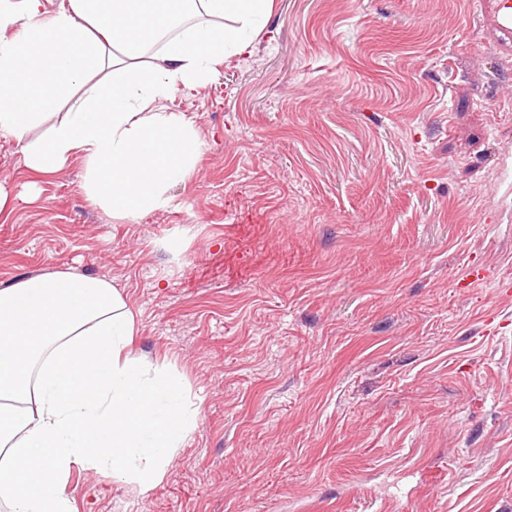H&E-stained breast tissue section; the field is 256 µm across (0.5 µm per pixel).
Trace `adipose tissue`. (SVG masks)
I'll return each instance as SVG.
<instances>
[{"label":"adipose tissue","mask_w":512,"mask_h":512,"mask_svg":"<svg viewBox=\"0 0 512 512\" xmlns=\"http://www.w3.org/2000/svg\"><path fill=\"white\" fill-rule=\"evenodd\" d=\"M273 0H0V138L52 175L73 158L90 201L134 220L163 209L202 141L165 103L250 52ZM68 112L58 113L60 102ZM111 279L65 270L0 289V500L76 512L74 466L147 491L197 426L181 378L136 355Z\"/></svg>","instance_id":"ef3b65f1"}]
</instances>
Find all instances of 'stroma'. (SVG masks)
Listing matches in <instances>:
<instances>
[{
    "label": "stroma",
    "instance_id": "1",
    "mask_svg": "<svg viewBox=\"0 0 512 512\" xmlns=\"http://www.w3.org/2000/svg\"><path fill=\"white\" fill-rule=\"evenodd\" d=\"M474 0H274L180 89L203 142L113 219L0 140V288L120 286L197 428L147 492L74 467L77 512H512V57ZM487 275L459 288L471 266Z\"/></svg>",
    "mask_w": 512,
    "mask_h": 512
}]
</instances>
